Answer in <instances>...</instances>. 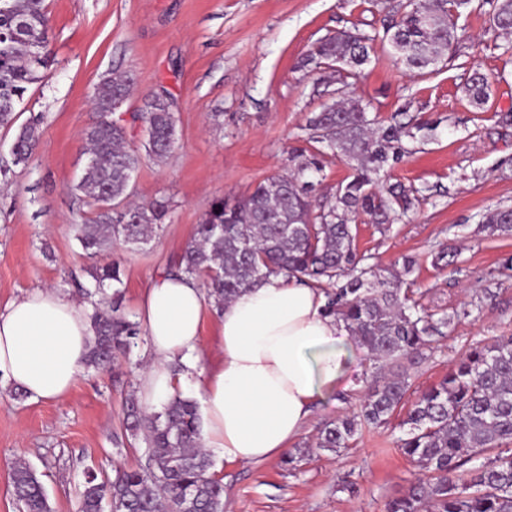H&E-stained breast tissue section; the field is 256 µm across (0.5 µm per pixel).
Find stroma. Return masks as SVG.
<instances>
[{"label":"stroma","instance_id":"stroma-1","mask_svg":"<svg viewBox=\"0 0 512 512\" xmlns=\"http://www.w3.org/2000/svg\"><path fill=\"white\" fill-rule=\"evenodd\" d=\"M406 0H44L49 63L19 107L21 119L42 116L39 144L26 167L0 181V308L37 288L82 301L90 263L70 227L81 220L73 183L86 163L85 131L99 119L96 85L122 75L131 93L124 109L140 111L148 96L167 95L177 123L168 158L143 157L135 198L168 200V218L145 248L117 247L124 269L122 309L136 316L149 282L165 272L191 239L212 201L238 200L262 180L289 170L288 149L306 145L307 118L324 101L323 71L300 68L314 46L339 31L374 38L371 61L350 88L371 114L436 123L390 172L421 192L419 205L388 230L360 218L355 243L381 274L417 266L413 288L431 312L453 322L437 348L406 365L410 394L436 384L473 344L512 335V236L479 225L489 211L512 206V63L497 48L492 9L462 16L447 61L423 76L396 65L383 22ZM486 74L491 96L473 106L465 83ZM455 265L434 267L444 248ZM340 375L322 387L304 433L285 456L262 464L215 458L226 512H385L421 470L400 448V417L362 428L353 447L317 446L326 421L356 413L376 363L343 345ZM150 358L147 341L129 357L82 373L57 401L17 400L0 393V512H20L10 467L23 459L38 472L53 512H77L87 471L114 475L138 466L143 451L112 440L126 397L140 389L134 366Z\"/></svg>","mask_w":512,"mask_h":512}]
</instances>
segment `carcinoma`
Segmentation results:
<instances>
[{"instance_id":"cac0c4a2","label":"carcinoma","mask_w":512,"mask_h":512,"mask_svg":"<svg viewBox=\"0 0 512 512\" xmlns=\"http://www.w3.org/2000/svg\"><path fill=\"white\" fill-rule=\"evenodd\" d=\"M43 0H0V128L16 129L12 165L0 166L6 180L11 166L31 158L42 119L16 125L17 105L28 87L39 81L48 61V18ZM474 0H406L400 19L386 27L395 61L424 74L435 67L457 41V20L472 11ZM492 21L512 33V0H491ZM371 35L338 32L318 42L303 65L335 73V90L348 89L370 61ZM343 70H338L335 65ZM123 76L99 83L92 101L98 122L86 130V166L75 185L77 198L93 217L70 225L74 238L91 258L119 242L137 247L151 240L164 223L168 204L154 199L134 205L135 177L141 154L130 148V131L145 136L144 149L164 160L177 140L176 118L169 98L155 94L145 109L126 121H112V100L128 98ZM471 102L489 98L487 79L473 74L466 84ZM331 100L308 119L310 147L288 152L290 171L259 182L246 197L212 202L192 240L169 269L204 280L218 309L271 276L295 279L324 293L326 314L344 324L348 334L376 361H401L446 337L448 314L419 309L404 280L376 274L363 265L351 222L360 215L373 224H388L392 213L407 212L420 202V190L381 175L400 164L406 142L426 137L425 123L384 124L370 117L358 100ZM346 159L351 174L325 204H313L311 193L329 161ZM490 234L512 235V207L484 217ZM90 297L113 289L112 301L94 304L92 336L84 368L100 369L119 353L130 351L140 335L139 323L123 311L120 286L124 271L109 261L87 269ZM409 386L404 372L381 377L364 396L360 412L328 422L317 445L328 451L350 446L364 425L388 423L402 407ZM401 425L404 454L427 474L408 492L386 503V512H512V336L478 343L434 386L412 402ZM145 445V462L119 469L115 477L89 470L80 491L78 512H224V484L213 478V460L203 448L199 405L176 392L158 412L148 413L129 395L121 433ZM11 483L24 512H52L45 488L23 460L15 462Z\"/></svg>"}]
</instances>
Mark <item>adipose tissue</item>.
<instances>
[{
	"label": "adipose tissue",
	"instance_id": "ef3b65f1",
	"mask_svg": "<svg viewBox=\"0 0 512 512\" xmlns=\"http://www.w3.org/2000/svg\"><path fill=\"white\" fill-rule=\"evenodd\" d=\"M320 289L272 277L225 304L219 335L223 356L198 367L207 305L200 285L170 273L154 278L138 318L154 360L142 376L147 406L158 407L193 387L202 402L205 447L229 463L280 457L303 433L317 387L336 380L343 325L327 316ZM91 336L86 306L36 289L0 309V386L55 401L74 387ZM185 370L173 374L169 365Z\"/></svg>",
	"mask_w": 512,
	"mask_h": 512
}]
</instances>
